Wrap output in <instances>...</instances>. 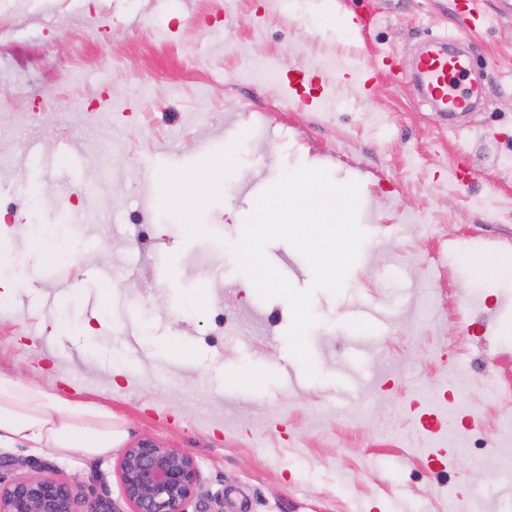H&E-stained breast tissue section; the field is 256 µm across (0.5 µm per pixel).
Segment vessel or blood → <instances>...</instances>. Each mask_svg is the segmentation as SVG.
I'll use <instances>...</instances> for the list:
<instances>
[{
	"label": "vessel or blood",
	"instance_id": "b4317fda",
	"mask_svg": "<svg viewBox=\"0 0 512 512\" xmlns=\"http://www.w3.org/2000/svg\"><path fill=\"white\" fill-rule=\"evenodd\" d=\"M469 67L467 58L449 53L444 40H431L420 52L417 80L434 111L464 112L471 106V97L456 93L452 84Z\"/></svg>",
	"mask_w": 512,
	"mask_h": 512
}]
</instances>
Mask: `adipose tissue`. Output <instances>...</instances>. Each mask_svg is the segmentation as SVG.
I'll list each match as a JSON object with an SVG mask.
<instances>
[{"label":"adipose tissue","instance_id":"1","mask_svg":"<svg viewBox=\"0 0 512 512\" xmlns=\"http://www.w3.org/2000/svg\"><path fill=\"white\" fill-rule=\"evenodd\" d=\"M126 439L110 410L85 400L49 395L40 386L0 374V447L24 443L66 454L105 455Z\"/></svg>","mask_w":512,"mask_h":512}]
</instances>
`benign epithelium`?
Masks as SVG:
<instances>
[{
  "instance_id": "7a95c632",
  "label": "benign epithelium",
  "mask_w": 512,
  "mask_h": 512,
  "mask_svg": "<svg viewBox=\"0 0 512 512\" xmlns=\"http://www.w3.org/2000/svg\"><path fill=\"white\" fill-rule=\"evenodd\" d=\"M119 475L131 512H185L198 464L189 453L145 440L123 448ZM83 503L80 486L70 481L0 476V512H83Z\"/></svg>"
}]
</instances>
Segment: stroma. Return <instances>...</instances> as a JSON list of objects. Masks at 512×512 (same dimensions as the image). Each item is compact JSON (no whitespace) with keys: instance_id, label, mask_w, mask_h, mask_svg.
I'll return each instance as SVG.
<instances>
[{"instance_id":"stroma-1","label":"stroma","mask_w":512,"mask_h":512,"mask_svg":"<svg viewBox=\"0 0 512 512\" xmlns=\"http://www.w3.org/2000/svg\"><path fill=\"white\" fill-rule=\"evenodd\" d=\"M462 2L0 0V373L190 453L188 512H512V281L487 280L512 265V0L473 27ZM432 38L464 47L475 111L418 95ZM313 73L317 106L285 96ZM303 165L357 183L367 234L343 292L313 296L314 379L231 249ZM266 255L310 287L292 245ZM119 456L0 448L89 512H131Z\"/></svg>"}]
</instances>
